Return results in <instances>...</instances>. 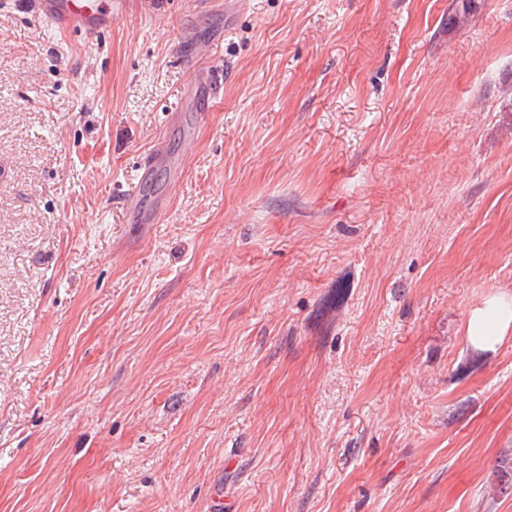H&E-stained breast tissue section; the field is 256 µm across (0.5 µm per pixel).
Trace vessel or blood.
<instances>
[{
    "label": "vessel or blood",
    "instance_id": "vessel-or-blood-1",
    "mask_svg": "<svg viewBox=\"0 0 512 512\" xmlns=\"http://www.w3.org/2000/svg\"><path fill=\"white\" fill-rule=\"evenodd\" d=\"M40 15L58 29L97 40L112 26L116 0H31Z\"/></svg>",
    "mask_w": 512,
    "mask_h": 512
}]
</instances>
